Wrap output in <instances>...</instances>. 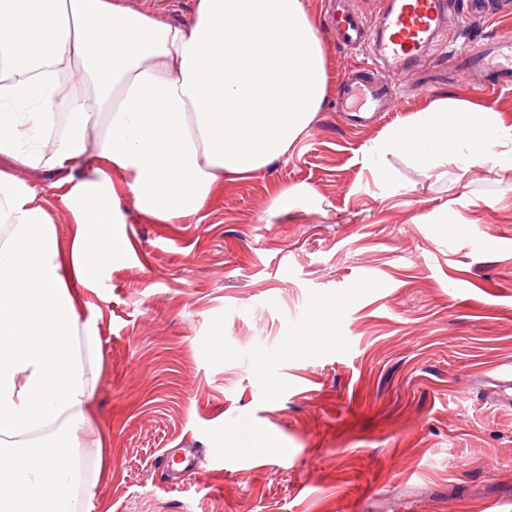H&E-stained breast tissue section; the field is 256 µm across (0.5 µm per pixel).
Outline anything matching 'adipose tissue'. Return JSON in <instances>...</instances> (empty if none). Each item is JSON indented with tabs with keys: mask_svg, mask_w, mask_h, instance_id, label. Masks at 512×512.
<instances>
[{
	"mask_svg": "<svg viewBox=\"0 0 512 512\" xmlns=\"http://www.w3.org/2000/svg\"><path fill=\"white\" fill-rule=\"evenodd\" d=\"M333 89L303 0H196L175 24L128 0H0V472L26 489L0 512H80L90 483L75 434L98 387V322L74 284L93 286L125 243L123 197L158 224L197 217L218 182L287 155ZM512 126L444 97L410 115L366 161L431 170H512ZM56 173L72 224L61 252L53 211L25 170Z\"/></svg>",
	"mask_w": 512,
	"mask_h": 512,
	"instance_id": "adipose-tissue-1",
	"label": "adipose tissue"
}]
</instances>
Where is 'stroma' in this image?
<instances>
[{"label": "stroma", "instance_id": "1", "mask_svg": "<svg viewBox=\"0 0 512 512\" xmlns=\"http://www.w3.org/2000/svg\"><path fill=\"white\" fill-rule=\"evenodd\" d=\"M493 34H512V5L454 32ZM441 64L395 75L389 117L360 131L327 98L201 221L155 224L125 200L128 252L79 290L101 373L97 433L77 439L107 468L81 512H512V410L476 392L512 365V171L392 155L381 185L364 161L447 95L512 125V89L447 83ZM340 298L323 337L314 307ZM177 448L206 457L170 483L158 464Z\"/></svg>", "mask_w": 512, "mask_h": 512}]
</instances>
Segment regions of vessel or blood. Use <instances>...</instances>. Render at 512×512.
<instances>
[{"mask_svg": "<svg viewBox=\"0 0 512 512\" xmlns=\"http://www.w3.org/2000/svg\"><path fill=\"white\" fill-rule=\"evenodd\" d=\"M326 24L338 47L363 48L374 57V64L353 67L340 83L336 100L338 111L350 113L363 123L381 111L393 85L392 74L409 70L431 52L442 47L451 29L452 0H384L378 18L366 22L347 0H335ZM467 71L476 75L473 85L479 92L512 86V35H495L480 47L458 46L448 53V72ZM486 398L512 406V371H495L486 377ZM201 449H186L181 456H168L161 462V474L172 477L200 467Z\"/></svg>", "mask_w": 512, "mask_h": 512, "instance_id": "b4317fda", "label": "vessel or blood"}]
</instances>
